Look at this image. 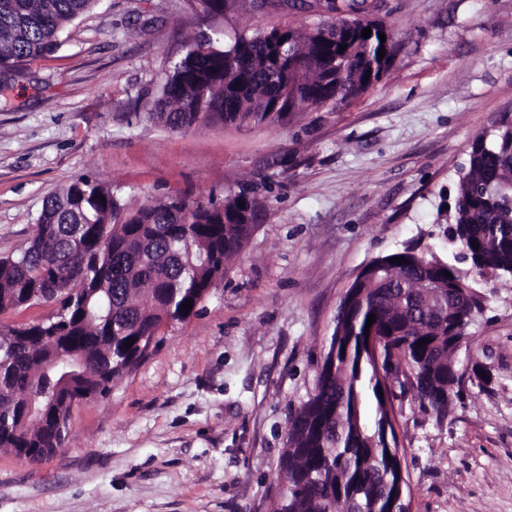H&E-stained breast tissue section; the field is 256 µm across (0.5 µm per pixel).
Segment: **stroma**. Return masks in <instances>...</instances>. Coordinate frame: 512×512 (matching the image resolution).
Returning a JSON list of instances; mask_svg holds the SVG:
<instances>
[{"label":"stroma","mask_w":512,"mask_h":512,"mask_svg":"<svg viewBox=\"0 0 512 512\" xmlns=\"http://www.w3.org/2000/svg\"><path fill=\"white\" fill-rule=\"evenodd\" d=\"M191 4L97 0L53 55L0 80V256L80 177L128 212L251 187L260 203L223 282L107 397L74 405L64 448L39 464L0 450V512H275L288 421L347 288L402 245L449 252L441 200L474 137L512 110V0H382L372 19L393 63L348 107L173 131L148 114L199 32ZM325 19L247 9L217 23L229 43ZM478 287L484 379L464 378L441 420L392 391L412 512H512V283Z\"/></svg>","instance_id":"35a3bbf8"}]
</instances>
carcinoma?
Here are the masks:
<instances>
[{
    "instance_id": "obj_1",
    "label": "carcinoma",
    "mask_w": 512,
    "mask_h": 512,
    "mask_svg": "<svg viewBox=\"0 0 512 512\" xmlns=\"http://www.w3.org/2000/svg\"><path fill=\"white\" fill-rule=\"evenodd\" d=\"M194 2L204 18L259 6ZM93 3L0 0V74L52 55L60 33ZM377 9L375 0H323L322 11L336 19L311 29L244 32L230 44L211 26L174 63L150 118L186 130L211 122L263 125L278 100L295 112L347 107L393 61L392 51L371 62L358 47L348 58L339 52L345 40L362 38L363 17ZM281 29L287 64L276 68L270 55ZM510 190L512 112H503L491 133L472 140L452 204L438 209L459 249L454 260L408 244L381 256L382 270L356 284L364 297L353 299L349 318L334 325L314 391L290 420L276 512H393L398 441L395 430H386L389 391L368 335L410 340L405 364L395 368L422 407L446 415L461 382L451 330L470 327L483 310L479 280L512 281ZM256 207L243 189L205 201L169 197L123 216L112 191L86 178L48 198L24 250L0 258V313L57 307L47 319L0 328V450L25 448L34 464L63 448L72 404L107 395L166 316L197 313L202 292L243 250ZM397 256L406 262H389ZM188 299L194 307L186 314L180 307ZM370 314L376 321L366 334ZM129 338L135 342L128 348Z\"/></svg>"
}]
</instances>
